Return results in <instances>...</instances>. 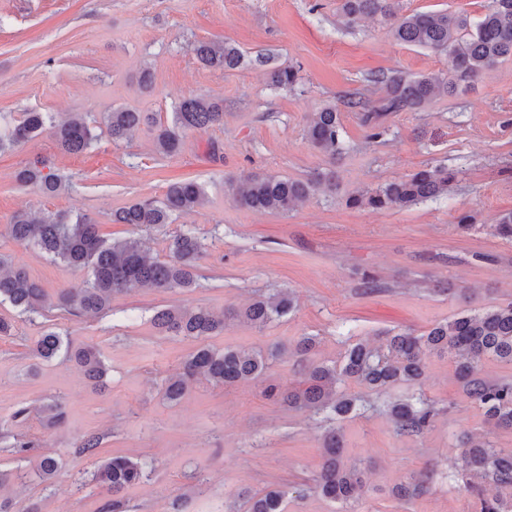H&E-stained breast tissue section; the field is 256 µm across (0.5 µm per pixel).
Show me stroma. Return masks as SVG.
<instances>
[{"instance_id":"1","label":"stroma","mask_w":512,"mask_h":512,"mask_svg":"<svg viewBox=\"0 0 512 512\" xmlns=\"http://www.w3.org/2000/svg\"><path fill=\"white\" fill-rule=\"evenodd\" d=\"M338 0H0V114L78 112L101 118L115 108L158 113L170 121L186 96L220 98L224 124L191 131L181 153L160 156L148 129L115 143L101 137L81 155L61 150L43 133L0 154V253L26 265L52 308L34 318L0 301L12 335L0 336V469L27 471L38 454L54 456L51 483L35 478L0 489L13 512H100L104 498L92 474L115 455L147 462V475L123 493L127 512H247L246 499L286 485L284 512H340L314 491L322 441L329 430L343 440V460L359 464L366 483L358 512H480L481 499L499 495L491 480L479 494L461 468L469 441L512 448V430L490 425L464 395L453 358L425 356L418 383L372 391L348 380L341 390L364 405L344 418L296 409L264 397L266 383L301 386L306 363L293 356L301 337H315L310 360L341 362L349 345L385 344L400 332L425 334L474 309L512 301V241L494 236L495 217L512 210V58L460 84L422 109L396 112L384 135L367 140L350 94L377 100L369 76H409L448 68L445 57L396 42L389 28L365 19L354 30L338 21ZM201 41L240 48L247 66L224 72L203 67ZM297 69L292 88L273 87L260 54ZM154 80L143 90V68ZM335 106L345 151L329 157L305 138L308 116ZM44 162L70 177L69 191L50 196L20 185L17 172ZM442 165L457 173L446 197L403 209L349 206L361 190ZM330 169L335 191L318 190L288 213L255 212L231 201L229 181L245 173L307 179ZM194 181L205 206L169 224L139 232L112 221L113 211L143 199L162 200L171 184ZM86 214L112 240L143 237L152 255L167 259L170 240L192 232L206 245L196 288H148L114 295L107 313L75 317L54 310L56 293L83 274L14 242L15 213ZM472 216L461 232L457 221ZM378 282L362 285L364 274ZM292 291L297 307L259 330L235 319L256 294ZM205 307L225 315L224 331L203 344L214 349L280 348L265 380L233 386L194 383L176 403L163 396L166 378L198 344L167 336L152 324L163 308ZM67 336L72 347L94 346L107 367L96 388L81 368L57 356L36 361L32 341L44 330ZM309 360V361H310ZM433 404L432 425L417 436L396 432L383 413L407 397ZM62 400L66 423L45 429L40 418L15 419L26 405ZM99 435L92 455L78 454L83 437ZM41 448L15 454V437ZM430 474L411 500L393 489L411 473Z\"/></svg>"}]
</instances>
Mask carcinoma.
<instances>
[{
    "label": "carcinoma",
    "mask_w": 512,
    "mask_h": 512,
    "mask_svg": "<svg viewBox=\"0 0 512 512\" xmlns=\"http://www.w3.org/2000/svg\"><path fill=\"white\" fill-rule=\"evenodd\" d=\"M337 13L346 28L358 20L379 17L389 25L393 38L402 44L419 47L448 58V71L439 74L391 76L375 74L370 82L383 86L384 96L377 102L360 97L351 102L359 110L367 129V138L381 137L384 119L395 112L415 111L438 97L455 92L461 83H470L505 58H512V0H488L484 14L470 21L465 14L440 12L403 13L402 0H339ZM199 62L224 72L234 71L245 61L244 53L227 43L200 42L195 48ZM269 80L277 87L297 82L294 68L275 66ZM154 133L156 151L164 157L176 155L189 131L207 130L224 125V101L191 96L184 98L164 123L151 112L128 108L115 109L103 115L98 124L88 122L75 113L55 123L48 112H25L5 123L0 132V154L26 142L46 128L53 129L61 148L68 154L80 155L104 134L116 143L126 139L141 126ZM305 137L310 144L334 156L344 150L342 126L336 107L326 106L312 113L306 123ZM455 174L448 168L432 166L414 174L384 183L374 190L354 194L347 203L374 210L402 209L417 202L448 195ZM20 184L38 187L46 195H54L66 187V180L54 172H43L39 165L19 171ZM336 186L333 173H319L307 180H294L277 175L244 174L232 187L231 198L253 211L286 213L306 200L318 188ZM204 187L194 181L169 186L163 200H140L112 215L116 224H130L149 230L158 224H170L173 217L193 212L205 205ZM494 234L512 240V211L499 215L491 224ZM10 237L31 246L77 270H88L85 279L72 282L57 291L56 306L72 316L97 315L109 308L112 296L135 288H154L167 292L188 290L197 284V266L204 252L202 241L190 232L174 237L168 245L170 259L149 255L136 238L109 242L101 237L98 224L86 214L72 216L60 212L47 219L17 213L8 226ZM7 300L23 315H39L45 307V291L27 270L8 255L0 254V301ZM294 310L292 293L276 291L253 298L237 312L252 326L262 329ZM155 327L174 336L200 339L224 330V316L204 308L171 307L161 309L153 317ZM444 352L455 358L458 378L467 398L482 408L487 421L495 428L512 430V382L488 381L479 375L485 359L512 364V302L496 308L466 314L439 323L422 336L397 333L387 339L384 348H371L356 343L345 352L341 367L310 363L307 382L302 389H280L270 385L265 395L278 397L291 408L330 410L344 418L357 410L358 399L336 390L342 378L380 390L399 382L419 380L424 373L427 352ZM37 357L49 360L59 353L75 360L88 379L100 380L106 371L99 352L92 346L72 349L63 343L60 333L49 330L34 343ZM280 350L261 351L215 350L203 346L183 361V372L169 379L164 395L170 402L179 400L188 390L189 381L197 375L222 385H233L261 379ZM35 412L47 429L65 422L60 402L43 405ZM387 414L396 430L404 435H418L430 426L434 411L430 404L412 398L400 399L387 406ZM343 442L336 430L329 431L323 442L319 472L315 478L317 494L334 502L348 504L358 499L363 487L362 469L346 467L342 458ZM464 470L481 478H490L504 488H512V448H497L491 442L472 445L462 460ZM59 462L50 456L36 463V474L44 481L52 480ZM146 477V464L128 456L115 455L100 464L92 475L102 495L106 496L102 512H125L122 492ZM425 474H411L399 489L407 496L424 489ZM286 492L268 489L248 499V512H282Z\"/></svg>",
    "instance_id": "obj_1"
}]
</instances>
